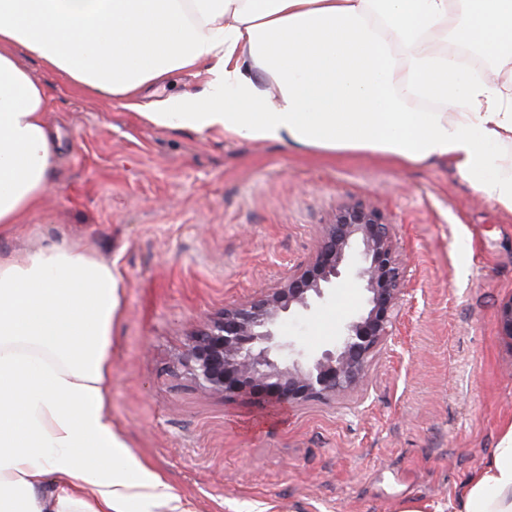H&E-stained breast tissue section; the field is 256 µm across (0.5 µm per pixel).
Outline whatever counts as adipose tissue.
<instances>
[{"label": "adipose tissue", "mask_w": 512, "mask_h": 512, "mask_svg": "<svg viewBox=\"0 0 512 512\" xmlns=\"http://www.w3.org/2000/svg\"><path fill=\"white\" fill-rule=\"evenodd\" d=\"M26 54L205 137L450 164L512 213V0H0V231L34 210L57 143ZM205 67L203 94L137 95ZM110 265L0 253V512H185L112 426ZM462 512H512V428Z\"/></svg>", "instance_id": "obj_1"}]
</instances>
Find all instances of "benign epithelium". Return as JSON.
I'll return each instance as SVG.
<instances>
[{
    "label": "benign epithelium",
    "instance_id": "obj_1",
    "mask_svg": "<svg viewBox=\"0 0 512 512\" xmlns=\"http://www.w3.org/2000/svg\"><path fill=\"white\" fill-rule=\"evenodd\" d=\"M349 280L363 287L365 305L330 344L305 351L278 334L281 318L332 302ZM403 281L393 225L364 204L347 205L324 225L312 260L198 329L181 365L208 394L234 397L249 389L290 404L336 397L364 384L373 356L392 336Z\"/></svg>",
    "mask_w": 512,
    "mask_h": 512
}]
</instances>
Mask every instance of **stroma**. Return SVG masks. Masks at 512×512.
Returning <instances> with one entry per match:
<instances>
[{
  "mask_svg": "<svg viewBox=\"0 0 512 512\" xmlns=\"http://www.w3.org/2000/svg\"><path fill=\"white\" fill-rule=\"evenodd\" d=\"M20 62L49 90L59 148L0 253L65 244L111 265L112 424L188 512H456L512 427V214L445 163L202 138ZM355 203L394 224L405 264L367 387L302 405L202 395L179 363L192 333L307 264L322 225ZM362 304L347 283L280 334L319 348Z\"/></svg>",
  "mask_w": 512,
  "mask_h": 512,
  "instance_id": "obj_1",
  "label": "stroma"
}]
</instances>
